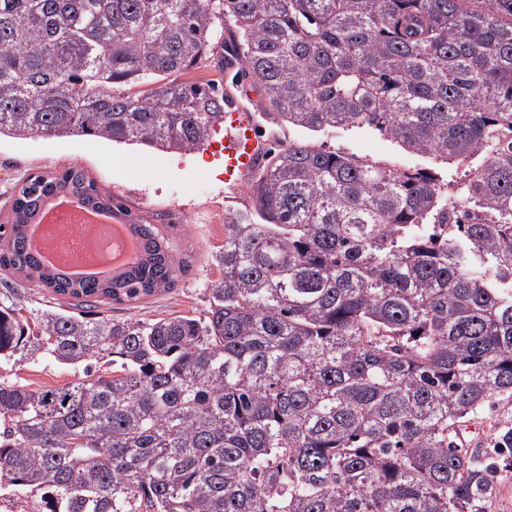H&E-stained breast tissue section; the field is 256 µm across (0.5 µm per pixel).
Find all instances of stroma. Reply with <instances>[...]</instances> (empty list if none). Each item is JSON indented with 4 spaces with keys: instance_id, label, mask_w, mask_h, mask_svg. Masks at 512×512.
Instances as JSON below:
<instances>
[{
    "instance_id": "stroma-1",
    "label": "stroma",
    "mask_w": 512,
    "mask_h": 512,
    "mask_svg": "<svg viewBox=\"0 0 512 512\" xmlns=\"http://www.w3.org/2000/svg\"><path fill=\"white\" fill-rule=\"evenodd\" d=\"M234 68L218 69L215 59L201 61L188 79H217L258 124L269 145L285 147L311 143L363 160L379 161L396 168L437 167L442 178L462 180L463 168L433 164L432 160L406 152L398 143L378 134L331 129L312 133L274 123L263 114L264 101L250 80L235 78ZM82 168L100 189L125 204L133 214L156 226L169 241L175 260H187L188 272L172 291L137 305L108 304L102 314L115 319L152 321L172 314L204 315L206 287L219 278L213 257L224 244L225 215L250 208L252 196L246 182L230 186L218 179L209 148L178 155L137 144H119L103 138L82 137L15 139L0 138V208L26 178ZM512 429V402H502L481 420L463 427L462 442L468 448H493L503 431Z\"/></svg>"
}]
</instances>
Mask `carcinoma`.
<instances>
[{
  "mask_svg": "<svg viewBox=\"0 0 512 512\" xmlns=\"http://www.w3.org/2000/svg\"><path fill=\"white\" fill-rule=\"evenodd\" d=\"M227 22L266 116L464 167L484 214L431 168L269 148L253 210L224 218L206 315L133 322L95 308L174 288L169 244L81 168L27 179L0 223V366L77 379L0 375V503L487 512L512 430L458 435L512 400V0H0V136L200 149L226 95L173 76ZM59 193L130 218L139 259L104 280L44 267L26 228ZM15 274L83 311L29 309ZM22 365L23 366L18 367L21 370L13 372H17L18 376L25 379L33 389L41 387H60L76 379L73 371L61 365L46 364L37 361L23 363Z\"/></svg>",
  "mask_w": 512,
  "mask_h": 512,
  "instance_id": "1",
  "label": "carcinoma"
}]
</instances>
